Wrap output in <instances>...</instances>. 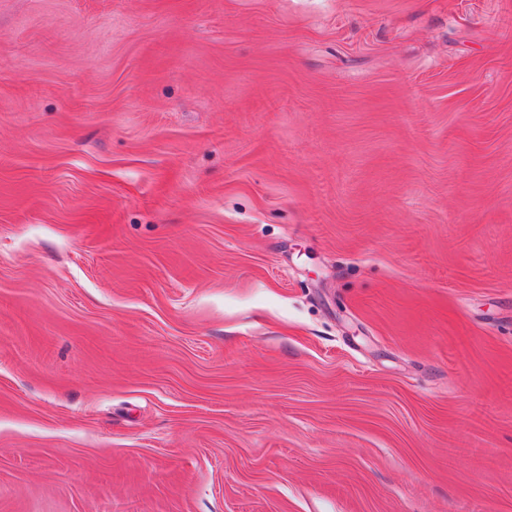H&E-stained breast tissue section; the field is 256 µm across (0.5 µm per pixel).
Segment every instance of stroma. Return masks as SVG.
<instances>
[{
    "label": "stroma",
    "instance_id": "35a3bbf8",
    "mask_svg": "<svg viewBox=\"0 0 512 512\" xmlns=\"http://www.w3.org/2000/svg\"><path fill=\"white\" fill-rule=\"evenodd\" d=\"M0 512H512V0H0Z\"/></svg>",
    "mask_w": 512,
    "mask_h": 512
}]
</instances>
